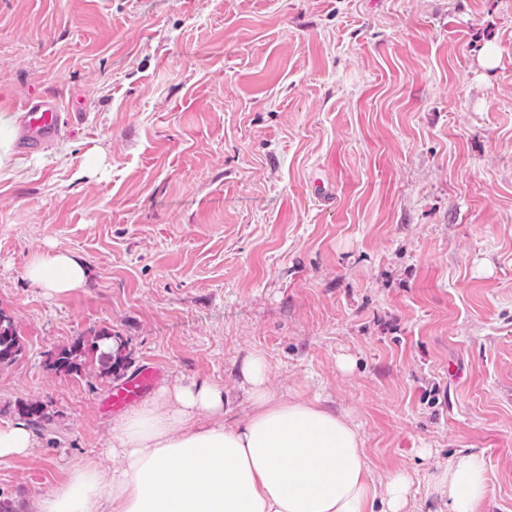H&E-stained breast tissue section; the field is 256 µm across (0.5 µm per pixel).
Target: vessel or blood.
I'll list each match as a JSON object with an SVG mask.
<instances>
[{
  "mask_svg": "<svg viewBox=\"0 0 512 512\" xmlns=\"http://www.w3.org/2000/svg\"><path fill=\"white\" fill-rule=\"evenodd\" d=\"M16 112V143L24 150H36L59 137L68 123L55 101L29 96L19 101ZM160 366L147 364L130 379L112 388L104 402L105 409L117 411L141 398L161 376Z\"/></svg>",
  "mask_w": 512,
  "mask_h": 512,
  "instance_id": "b4317fda",
  "label": "vessel or blood"
}]
</instances>
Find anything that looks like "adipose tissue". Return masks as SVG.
Instances as JSON below:
<instances>
[{"label":"adipose tissue","instance_id":"ef3b65f1","mask_svg":"<svg viewBox=\"0 0 512 512\" xmlns=\"http://www.w3.org/2000/svg\"><path fill=\"white\" fill-rule=\"evenodd\" d=\"M25 276L61 294L83 287L86 269L56 251L34 255ZM269 373L263 356L245 362L251 410L232 423L217 383L159 387L113 427L117 467L72 468L32 512H408V475L376 486L357 427L320 403L277 394ZM428 492L448 512H478L488 495L483 455L451 457Z\"/></svg>","mask_w":512,"mask_h":512}]
</instances>
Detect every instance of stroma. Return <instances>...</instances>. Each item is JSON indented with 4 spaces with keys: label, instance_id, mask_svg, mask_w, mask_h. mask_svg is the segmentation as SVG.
I'll return each mask as SVG.
<instances>
[{
    "label": "stroma",
    "instance_id": "obj_1",
    "mask_svg": "<svg viewBox=\"0 0 512 512\" xmlns=\"http://www.w3.org/2000/svg\"><path fill=\"white\" fill-rule=\"evenodd\" d=\"M33 93L83 111L0 167L25 347L0 422L51 414L0 461L1 506L111 466L114 380L44 367L104 329L122 378L222 384L232 418L264 356L276 393L349 417L376 484L409 475L413 512L481 453L480 512H512V0H0V108ZM58 250L89 275L50 296L24 269Z\"/></svg>",
    "mask_w": 512,
    "mask_h": 512
}]
</instances>
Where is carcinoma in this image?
Returning <instances> with one entry per match:
<instances>
[{"label": "carcinoma", "instance_id": "carcinoma-1", "mask_svg": "<svg viewBox=\"0 0 512 512\" xmlns=\"http://www.w3.org/2000/svg\"><path fill=\"white\" fill-rule=\"evenodd\" d=\"M22 351L13 318L0 320V365L14 361ZM126 358L122 342L112 336V332L102 331L93 336L76 337L70 346L55 353L53 362L46 367L56 373L75 376L92 368L110 377L124 366ZM24 414L35 423L48 420L45 405L37 400L24 406Z\"/></svg>", "mask_w": 512, "mask_h": 512}]
</instances>
